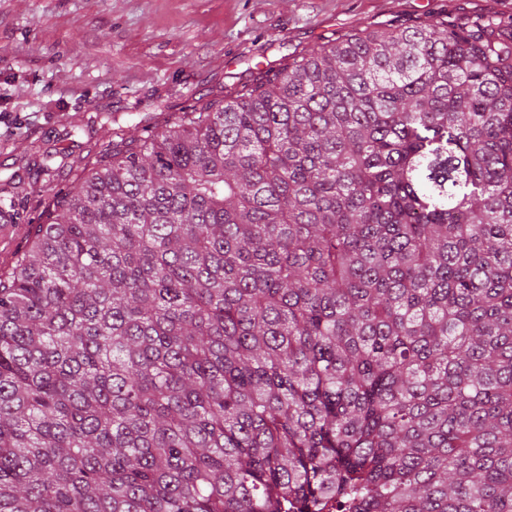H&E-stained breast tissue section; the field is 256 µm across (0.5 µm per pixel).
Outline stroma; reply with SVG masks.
Listing matches in <instances>:
<instances>
[{"label":"stroma","instance_id":"1","mask_svg":"<svg viewBox=\"0 0 512 512\" xmlns=\"http://www.w3.org/2000/svg\"><path fill=\"white\" fill-rule=\"evenodd\" d=\"M460 9L510 15L512 0H0V178L24 183L0 193L23 216L0 268L47 220L43 156L95 161L112 123L141 138L338 34Z\"/></svg>","mask_w":512,"mask_h":512}]
</instances>
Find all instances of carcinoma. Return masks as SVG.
<instances>
[{
    "label": "carcinoma",
    "mask_w": 512,
    "mask_h": 512,
    "mask_svg": "<svg viewBox=\"0 0 512 512\" xmlns=\"http://www.w3.org/2000/svg\"><path fill=\"white\" fill-rule=\"evenodd\" d=\"M108 146L0 273V512H512V15Z\"/></svg>",
    "instance_id": "obj_1"
}]
</instances>
